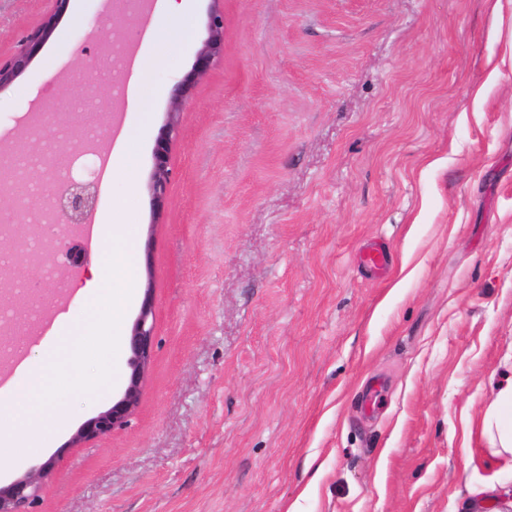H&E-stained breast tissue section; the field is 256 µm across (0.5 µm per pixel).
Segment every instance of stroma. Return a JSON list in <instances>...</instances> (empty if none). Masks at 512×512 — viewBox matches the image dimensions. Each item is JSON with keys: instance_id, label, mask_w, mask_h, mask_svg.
<instances>
[{"instance_id": "obj_1", "label": "stroma", "mask_w": 512, "mask_h": 512, "mask_svg": "<svg viewBox=\"0 0 512 512\" xmlns=\"http://www.w3.org/2000/svg\"><path fill=\"white\" fill-rule=\"evenodd\" d=\"M54 0H0V56ZM224 43L181 100L208 37ZM99 0H70L25 72L0 92V162L33 100L48 124L86 125L74 104L112 77L111 27L140 40L138 9L96 25ZM191 42L153 32L149 112L131 113L135 182L97 188L133 242L129 336L155 293L151 369L129 425L79 447L113 385L55 403L40 449L0 467V485L48 459L38 512H512V471L480 435L512 356V0H192ZM64 60L61 76L49 75ZM163 207L150 190L170 111ZM384 243L376 279L358 252ZM79 273L51 247L48 279L19 262L26 307L68 300L0 339L36 368L56 321L85 328ZM208 38L199 50L196 64L191 75L176 86L173 93L174 100L182 97L185 87L194 76L205 73L211 65L213 57L224 42V17L217 12L211 13L208 21Z\"/></svg>"}]
</instances>
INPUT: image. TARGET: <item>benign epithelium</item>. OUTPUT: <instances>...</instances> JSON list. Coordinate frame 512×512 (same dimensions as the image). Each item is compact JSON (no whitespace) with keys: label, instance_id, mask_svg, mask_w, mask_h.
<instances>
[{"label":"benign epithelium","instance_id":"1","mask_svg":"<svg viewBox=\"0 0 512 512\" xmlns=\"http://www.w3.org/2000/svg\"><path fill=\"white\" fill-rule=\"evenodd\" d=\"M70 0H55L56 11L44 18L27 36V49L5 60L0 59V92L11 86L20 77L39 47L44 45L56 29L57 17L64 13ZM224 42V17L211 13L208 21V38L199 50L192 75L205 73L213 57ZM166 125V132L160 136L155 149V166L151 190L155 205H160L166 197L169 183V149L172 134L176 129L175 113ZM94 186L73 185L62 191L54 209L69 217V226L83 224L93 211ZM132 352L130 375L121 397L112 406L85 421L71 438L70 445L105 438L112 432L128 425L130 417L139 403L142 382L151 366L155 347V325L152 288H147L139 314L129 336ZM54 465L49 459L38 467L26 472L6 486H0V512H38L39 482Z\"/></svg>","mask_w":512,"mask_h":512}]
</instances>
